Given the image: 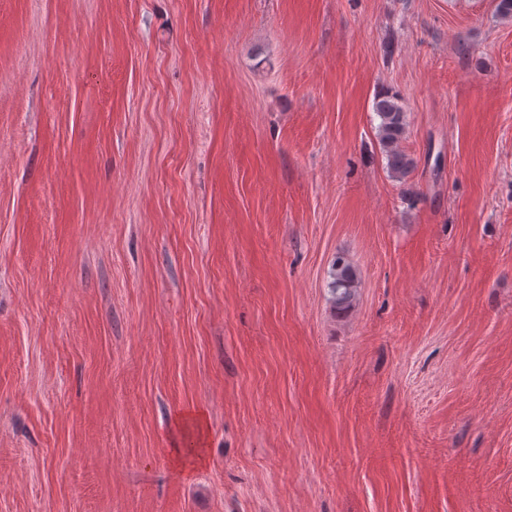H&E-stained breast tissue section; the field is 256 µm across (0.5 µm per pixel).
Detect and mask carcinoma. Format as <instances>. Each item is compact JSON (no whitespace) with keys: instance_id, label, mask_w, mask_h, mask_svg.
Returning a JSON list of instances; mask_svg holds the SVG:
<instances>
[{"instance_id":"cac0c4a2","label":"carcinoma","mask_w":512,"mask_h":512,"mask_svg":"<svg viewBox=\"0 0 512 512\" xmlns=\"http://www.w3.org/2000/svg\"><path fill=\"white\" fill-rule=\"evenodd\" d=\"M379 118L378 141L385 156L390 176L401 181L413 170L415 160L403 148L408 135V117L395 94H381L374 102ZM358 278L355 267L344 257L334 263L332 281L329 284L334 302L339 309L352 306L357 292Z\"/></svg>"}]
</instances>
